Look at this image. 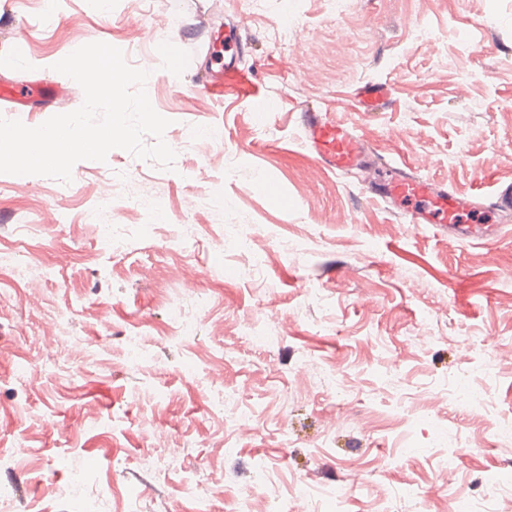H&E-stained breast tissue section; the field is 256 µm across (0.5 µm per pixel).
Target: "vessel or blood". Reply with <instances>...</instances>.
<instances>
[{
    "mask_svg": "<svg viewBox=\"0 0 512 512\" xmlns=\"http://www.w3.org/2000/svg\"><path fill=\"white\" fill-rule=\"evenodd\" d=\"M247 93L251 90L248 74L241 70L236 59L224 64L219 76L206 78L204 94L216 98L225 91ZM63 90L49 77L27 81L23 85L0 84V100L8 102L11 111H25L31 102L50 104L60 98ZM387 90L380 84L358 88L356 98L365 109L382 106ZM304 143L314 161L323 169L348 173L363 167L372 155V146L351 128L339 123L329 112L309 110L302 113ZM382 198L404 215L410 224H437L462 239H482L496 233L493 224H471L467 217L479 211L490 215L512 211V182L498 181L492 185L477 183L471 193L437 183L410 171L392 180Z\"/></svg>",
    "mask_w": 512,
    "mask_h": 512,
    "instance_id": "b4317fda",
    "label": "vessel or blood"
}]
</instances>
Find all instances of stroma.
<instances>
[{
  "label": "stroma",
  "mask_w": 512,
  "mask_h": 512,
  "mask_svg": "<svg viewBox=\"0 0 512 512\" xmlns=\"http://www.w3.org/2000/svg\"><path fill=\"white\" fill-rule=\"evenodd\" d=\"M229 23L278 103L265 118L198 90ZM92 42L148 70L177 156L166 171L114 149L68 183L0 174V486H23L20 512H234L246 491L305 512H512L492 480L512 455L444 394L486 375L493 418L512 419V212L488 240L404 223L358 177L315 171L299 123L332 112L384 179L512 181V0H0V80L72 88L25 125L83 104L53 66ZM369 83L390 90L376 112L354 97ZM105 195L119 254L89 219ZM78 469L98 496H59Z\"/></svg>",
  "instance_id": "35a3bbf8"
}]
</instances>
